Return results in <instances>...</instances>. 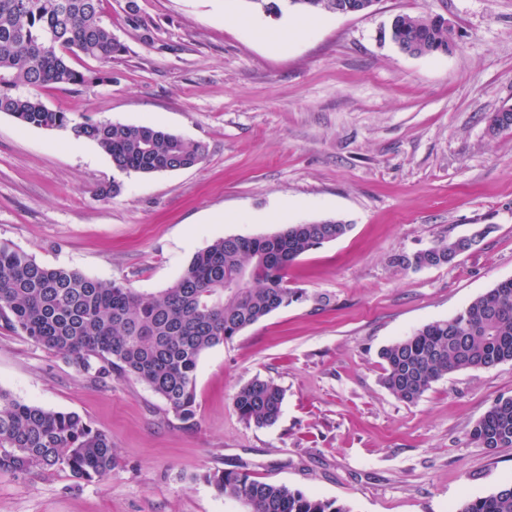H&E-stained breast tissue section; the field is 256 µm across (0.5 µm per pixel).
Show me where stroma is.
Returning a JSON list of instances; mask_svg holds the SVG:
<instances>
[{"label":"stroma","mask_w":512,"mask_h":512,"mask_svg":"<svg viewBox=\"0 0 512 512\" xmlns=\"http://www.w3.org/2000/svg\"><path fill=\"white\" fill-rule=\"evenodd\" d=\"M403 12L447 18L452 50L400 52L389 27ZM101 19L124 47L111 81L44 88V104L181 134L205 158L121 174L96 144L0 113V241L157 296L216 238L336 217L352 229L289 267L308 301L202 353L190 430L146 385L92 383L0 326V389L79 414L114 453L100 481L65 468L0 474V512H247L207 482L224 470L350 512H453L512 480V448L469 436L512 396V362L449 373L411 404L383 386L379 357L512 278V131L487 132L512 108V0H377L307 32L299 14H257L247 0H103ZM256 22L282 39L257 38ZM113 181L120 193L99 197ZM477 231L450 263L390 262ZM257 377L284 391L270 427L233 404Z\"/></svg>","instance_id":"1"}]
</instances>
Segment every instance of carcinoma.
Here are the masks:
<instances>
[{
  "instance_id": "1",
  "label": "carcinoma",
  "mask_w": 512,
  "mask_h": 512,
  "mask_svg": "<svg viewBox=\"0 0 512 512\" xmlns=\"http://www.w3.org/2000/svg\"><path fill=\"white\" fill-rule=\"evenodd\" d=\"M102 0H0V112L23 125L57 129L94 142L121 173L154 174L192 168L205 155L201 143L148 125L76 121L51 110L39 96L46 86L85 85L90 76L71 66L79 54L105 70L122 45L100 16ZM264 14L283 9L306 14L343 11L359 0H248ZM390 39L403 53L448 52V20L397 14ZM512 130V111L491 115L488 133ZM340 219L287 224L263 236H224L196 253L180 277L158 297H144L122 282L38 263L0 241V321L33 343L60 354L93 383L116 377L145 384L181 428L195 426V381L200 355L232 340L270 313L307 300L288 287V266L307 252L345 236ZM470 239L441 240L425 250L398 253L403 271L452 262ZM383 385L413 403L442 377L490 369L512 361V279L497 283L446 320L433 321L380 351ZM284 392L255 378L234 398L248 425L267 427L280 417ZM484 448H512V396L499 397L470 431ZM112 438L75 412L47 410L0 390V472L29 474L57 467L72 476L102 480L112 472ZM226 499L249 512H350L334 500L267 483L246 472L206 476ZM455 512H512V481L488 496L467 500Z\"/></svg>"
}]
</instances>
